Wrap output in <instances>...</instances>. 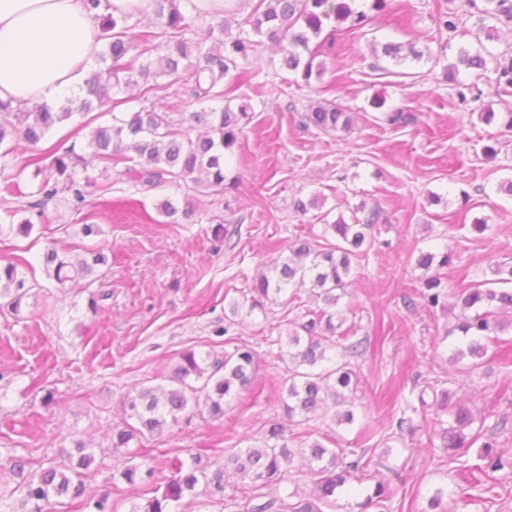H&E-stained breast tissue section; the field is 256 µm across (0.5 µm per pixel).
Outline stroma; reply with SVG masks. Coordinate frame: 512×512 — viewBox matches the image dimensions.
Returning <instances> with one entry per match:
<instances>
[{
	"label": "stroma",
	"instance_id": "1",
	"mask_svg": "<svg viewBox=\"0 0 512 512\" xmlns=\"http://www.w3.org/2000/svg\"><path fill=\"white\" fill-rule=\"evenodd\" d=\"M452 9L458 31L451 38L434 22L435 0H391L388 11L327 57L326 91L297 86L280 51L263 44L237 91L254 106L253 120L229 156L237 187L188 195L175 187L137 194L128 185H113L111 200L89 198L103 229L92 241L62 201L46 207L31 236L0 231V261L25 257L34 284L20 313L0 298V486L18 483L11 457H33L26 471L34 474L79 438L95 455L84 477L88 494L113 489L116 512L144 503V487L112 480L128 460L111 448L112 426L120 420L123 397L160 384L188 348L220 355L249 346L255 382L225 405L223 418L194 406L163 436L140 442V450L150 453L153 482L169 476L172 459L187 463L207 448L258 445L269 422L284 421L280 355L306 308L281 297L234 315L229 303L244 300L258 274L297 238L323 235L324 221L294 208L295 200L315 194L322 195L329 220L351 218L361 206L381 207L386 218L347 289L359 303L348 325L356 337L378 341L376 350L351 360L361 377L356 421L335 426L330 413L320 412L308 423L335 434L345 453H363L372 462L362 482L323 512H359L358 502L380 482L393 493L391 512H427L436 488L452 486L462 467L480 464L478 448L451 457L432 445L422 414L412 417L415 435L400 436L398 420L425 388L450 391L467 403L493 430L494 452L512 456V332L467 376L448 362L452 340L433 341L437 331L454 325L453 315L407 303L425 275L415 265L420 252L451 253L444 274L453 287L490 278L491 261H512V198L496 191L512 177V130L505 128L512 92H503L490 70L447 79L458 47L477 44L466 0H454ZM387 39L414 43L430 56L406 64L404 74L375 75L370 47ZM474 84L481 98L461 102L459 91ZM375 97L415 112L417 123L394 129L367 120ZM320 101L355 112L353 132L324 134L301 126L302 113ZM485 110L495 112L492 123L479 119ZM488 146L495 148L494 158H485ZM462 189L469 201L459 198ZM432 192L444 203H429ZM163 196L178 204L191 199L195 223H159L156 203ZM478 218L489 224L481 236L472 231ZM219 223L226 229L220 241L214 238ZM91 243L109 255L93 286L55 288L43 273L44 249L78 251ZM94 291L105 298L93 311L88 298ZM375 420L378 433L363 440L362 426ZM490 486L493 493L479 486L464 502L448 497L447 512H512V470L494 473Z\"/></svg>",
	"mask_w": 512,
	"mask_h": 512
}]
</instances>
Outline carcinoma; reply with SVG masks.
<instances>
[{"label":"carcinoma","mask_w":512,"mask_h":512,"mask_svg":"<svg viewBox=\"0 0 512 512\" xmlns=\"http://www.w3.org/2000/svg\"><path fill=\"white\" fill-rule=\"evenodd\" d=\"M93 8H104L99 16V39L104 42L102 61L109 65L93 70L84 81L81 92L54 107L38 104L32 108L14 107L0 100V196L7 205L5 219L11 230L28 236L34 228V217H42L44 206L65 196L76 221L82 224L84 237L101 234V227L91 222L87 197L90 189L105 195L112 191V182H124L136 190L168 187H187L203 193L224 192L226 181L225 154L238 142L253 119L252 104L243 99L231 106L227 95L239 78L247 73L250 56L262 46L258 38L280 47L282 66L300 77L303 86L313 87L322 82L326 73L320 57L335 52L336 31L352 35L369 20L368 14L355 7L354 0H254L252 11L237 18L230 10L209 26L205 38H215L206 47L204 42L189 37L192 15L196 10L192 0H151L154 27L134 30L129 24L131 16L120 18L108 13L109 0H89ZM435 21L440 31L453 35L458 20L450 8L454 0H437ZM478 13V30L486 39H495L496 27L492 21L506 19L512 22V0H469ZM334 20L337 29L325 31L326 22ZM239 27L236 36L230 35L232 25ZM375 58L383 57L399 66L411 59L421 61L424 52L411 43L387 42L372 46ZM494 65L496 82L503 91L512 88V61H500L486 49L472 51L461 47L449 70L485 71ZM187 77L191 82L193 110L179 101L171 111L158 112L141 107L130 109L135 101L125 90L140 88L145 97L162 89L160 77ZM371 106L377 110L373 122L393 128L406 127L417 121L414 113L399 106H386V99L376 97ZM109 110L112 122L97 123L93 116L75 127L72 137H83L84 145L72 142L63 148L44 146L45 138L58 125L76 114L88 115L96 110ZM302 124L320 132H349L354 124V113L334 102L319 103L302 115ZM31 147L27 155L17 157L14 139ZM104 164L107 181L104 183L88 173V162L83 151ZM31 170L32 182L22 185L19 176L5 173L7 169ZM31 197L33 201L24 202ZM160 213L172 224H188L194 220L192 204H175L164 199ZM363 216H353L349 224L340 217L327 225L335 241L297 240L281 262L261 275L250 289L249 310L264 307L285 291L297 294L301 288L309 289V298L322 303L308 310V320L288 332V350L280 355L288 363V378L283 383L282 400L288 421L303 425L316 410L332 399L343 410L334 415L337 425L351 424L355 413L345 407L348 396L357 392L360 379L347 361L349 357L365 354L371 343L368 338L352 339L351 328H343L347 321L345 311L336 306L347 294L352 260L369 241L368 235L380 223V207L360 208ZM109 256L101 247L85 250V257L69 260L55 248L42 256L43 272L47 279L58 285L91 278L97 267L108 264ZM451 261L448 254L436 258L432 252H420L416 266L428 270L433 263L444 267ZM29 264L21 256L0 265V297H9L13 313L20 312L30 287L26 273L20 266ZM493 278L465 288H450L439 276L427 277L415 288L420 304L429 309L458 310L456 324L446 331L452 336L459 333L450 355L457 365L464 359L471 363L460 369L462 373L475 371L490 345L499 336L512 330V263L496 261L490 265ZM503 288L498 289L496 285ZM253 351L238 346L224 355L196 354L188 349L171 374L164 377L168 387H143L127 394L122 401L121 422L112 427V448L119 451L133 441L149 436H161L178 416L191 405H199L205 396V406L211 416L224 417V401L231 393L250 389L254 382ZM436 410L447 415L438 437L440 448L450 455L468 452L477 442L484 447L483 466L479 470L486 477L506 467H512V458L494 454L492 444L482 441L485 434L471 431L476 421L473 411L452 402L448 391L440 394ZM336 437L321 433L309 439L303 433L286 435V427L272 422L264 431L262 444L240 449L217 462L207 453H198L186 465L180 460L171 463V476L151 491V497L131 512H173L180 501L205 495L209 502L224 506V474L231 468L251 485V494L236 503L238 512H319L323 506L333 505L339 490L351 479H360L369 461L360 455L347 459L344 450L335 447ZM308 457L309 474L315 487V500L291 504L288 498L276 497L265 502L260 491L288 482L290 464L298 455ZM62 462L52 463L40 473L24 480L14 488L22 495L27 512H50L53 503L67 499L81 501L89 512H114L111 494L86 496L84 471L94 462L95 455L76 440L74 448L65 450ZM117 479L127 485L143 480L141 466L129 464L117 471ZM391 493L379 484L373 494L366 496L359 507L370 506L378 512H389Z\"/></svg>","instance_id":"obj_1"}]
</instances>
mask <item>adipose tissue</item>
<instances>
[{"instance_id":"ef3b65f1","label":"adipose tissue","mask_w":512,"mask_h":512,"mask_svg":"<svg viewBox=\"0 0 512 512\" xmlns=\"http://www.w3.org/2000/svg\"><path fill=\"white\" fill-rule=\"evenodd\" d=\"M99 33L86 0H0V100L27 107L79 92Z\"/></svg>"}]
</instances>
